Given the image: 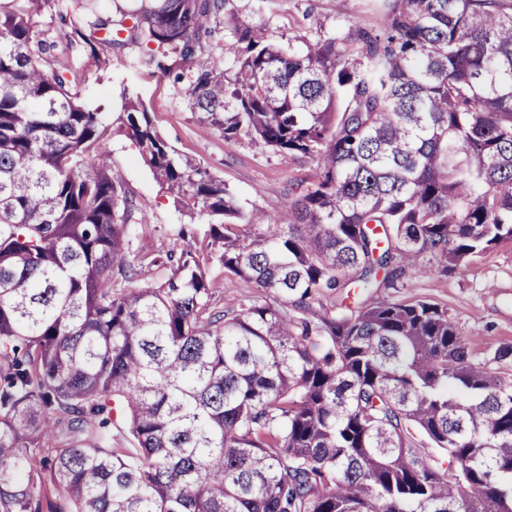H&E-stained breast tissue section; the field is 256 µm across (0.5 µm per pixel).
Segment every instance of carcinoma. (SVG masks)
<instances>
[{
  "label": "carcinoma",
  "instance_id": "1",
  "mask_svg": "<svg viewBox=\"0 0 512 512\" xmlns=\"http://www.w3.org/2000/svg\"><path fill=\"white\" fill-rule=\"evenodd\" d=\"M0 11V512H512V379L448 309L369 297L512 240V0H373L380 28L278 37L254 0H73L76 36L154 45L201 120L315 163L244 210L149 112L121 124L174 200L137 274L100 109ZM132 24H124L126 19ZM254 285L220 311L206 263ZM319 309H314V304ZM129 446L112 447V429ZM441 451L429 461L418 445Z\"/></svg>",
  "mask_w": 512,
  "mask_h": 512
}]
</instances>
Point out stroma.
<instances>
[{
  "label": "stroma",
  "instance_id": "1",
  "mask_svg": "<svg viewBox=\"0 0 512 512\" xmlns=\"http://www.w3.org/2000/svg\"><path fill=\"white\" fill-rule=\"evenodd\" d=\"M31 19L35 30L53 44L49 67L66 68L82 102L108 116L109 160L122 171L125 189L137 205L129 249L139 274L130 280V287L144 288L163 279L164 269L151 260L176 249L174 227L188 223L189 218L121 126L118 117L126 101L142 102L159 135L182 157L202 163L223 180L243 207L286 212L289 184L313 174L312 163L271 153L245 138L225 139L218 129L201 121L182 98L179 86L159 68L161 52L115 44L88 56L70 40L74 28L83 23L72 0H37ZM309 19L323 31L344 34L357 26L379 24L371 0H279L269 23L275 32L292 37L301 33ZM388 296L446 307L475 356L491 357L499 346L512 344V241L500 243L466 270L418 275Z\"/></svg>",
  "mask_w": 512,
  "mask_h": 512
}]
</instances>
